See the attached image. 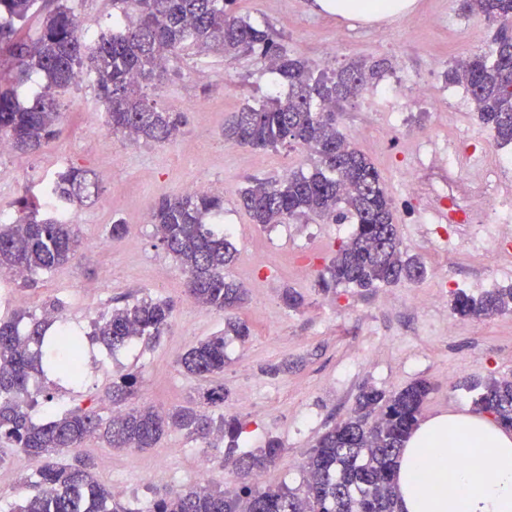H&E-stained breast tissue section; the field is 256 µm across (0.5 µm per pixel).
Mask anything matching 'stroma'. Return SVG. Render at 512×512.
Returning <instances> with one entry per match:
<instances>
[{
    "label": "stroma",
    "mask_w": 512,
    "mask_h": 512,
    "mask_svg": "<svg viewBox=\"0 0 512 512\" xmlns=\"http://www.w3.org/2000/svg\"><path fill=\"white\" fill-rule=\"evenodd\" d=\"M237 6L253 24L277 30L283 47L314 70L358 59L392 61L391 73L376 89L345 104L341 129L385 179L402 248L423 259L424 279L369 291L341 286L329 295L319 292L318 276L347 240L351 224L301 219L263 227L251 223L237 204L239 189L251 178L312 171L309 152L254 150L224 139L232 112L277 88L276 75L252 56L188 50L170 58L165 80L154 91L162 107L185 117L173 142L133 144L113 135L105 121L89 122L100 105L92 84L85 83L60 94L57 137L34 153L0 155V211L14 212L21 199L42 202L45 186L65 164L91 170L102 188L101 199L68 210L83 241L75 259L31 288L0 278V316H11L18 297L33 313L57 301L65 325L85 338L90 366L80 382L52 374L31 377V385L52 396L33 408L35 421L76 408L110 418L113 405L106 392L128 372L142 379L134 403L166 410L197 400L206 383L187 376L178 359L223 329L224 315L186 296L182 268L143 216L152 201L183 194L188 181L205 180L210 192L224 199L221 221L237 248L225 273L247 291L240 315L251 329L247 340L225 339L224 372L216 377L224 385L223 413L244 425L241 452L271 437L281 442V457L263 471L264 486L296 487L303 482L299 462L329 425L349 414L361 387L392 392L428 380L434 389L421 412L427 420L472 412L473 395L461 390V382L512 376V313L463 321L450 310L456 291L478 295L489 286H512L507 273L512 263L500 256L501 241L489 235L480 255L462 239L443 246L440 238L448 227L438 220L434 199L409 193L403 181L405 167L421 158L424 133L431 134V149L439 154L463 131L489 140L493 161L512 154V146L492 143L469 95L444 79L449 62L477 52L493 34L482 15L459 12L454 0H415L407 14L372 24L321 13L314 0H238ZM425 79L431 84L426 102L417 96ZM390 106L402 109L392 136L385 129ZM116 219L128 226L120 239L109 235ZM286 288L303 295L301 307L283 304ZM144 295L174 305L170 326L155 347L138 344L110 353L91 339L92 322L102 312ZM418 295L433 296L435 302L416 309ZM283 363L287 371L269 374V367ZM83 452L93 460L100 483L111 484L116 476L124 481V498L139 512L156 496L194 485L201 455L209 460L212 487L237 486L224 468V444L180 432L142 451L113 450L90 438Z\"/></svg>",
    "instance_id": "obj_1"
}]
</instances>
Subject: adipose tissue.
<instances>
[{
    "mask_svg": "<svg viewBox=\"0 0 512 512\" xmlns=\"http://www.w3.org/2000/svg\"><path fill=\"white\" fill-rule=\"evenodd\" d=\"M319 10L377 21L409 12L413 0H316ZM465 467H449V455ZM429 467L430 477L417 472ZM397 484L404 512H512V431L474 414L433 417L405 443Z\"/></svg>",
    "mask_w": 512,
    "mask_h": 512,
    "instance_id": "ef3b65f1",
    "label": "adipose tissue"
}]
</instances>
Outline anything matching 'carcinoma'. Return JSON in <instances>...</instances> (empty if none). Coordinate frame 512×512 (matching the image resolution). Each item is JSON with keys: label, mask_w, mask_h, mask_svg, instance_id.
Instances as JSON below:
<instances>
[{"label": "carcinoma", "mask_w": 512, "mask_h": 512, "mask_svg": "<svg viewBox=\"0 0 512 512\" xmlns=\"http://www.w3.org/2000/svg\"><path fill=\"white\" fill-rule=\"evenodd\" d=\"M235 2L112 0V32L90 44L67 0H0V58L12 63L11 73H0V136L16 151L39 150L60 132L56 92L73 85L75 74L84 70L94 77L95 96L112 133L166 144L178 135L184 116L159 107L145 89L162 82L167 59L186 48L198 53L257 51L288 93L241 107L224 125V138L262 150L301 146L318 156V164L309 175L299 171L281 180L250 182L238 193L239 206L263 226L300 218L353 220L349 238L319 275L317 286L324 293L339 286L370 289L421 280L425 265L401 250L392 199L379 170L338 129L341 104L379 85L392 66L384 60L351 61L316 73L288 55L275 32L234 15ZM459 4L462 12L480 13L497 29L484 50L461 66L453 65L445 77L464 85L494 140L512 144V31L505 25L512 20V0ZM38 8L45 10L40 31L22 34V22ZM32 73L43 78V91L22 102L16 84ZM100 192L91 171L68 167L45 191L49 213H40L33 202L19 201L13 221L0 223V275L20 272L29 284L68 263L80 241L60 212ZM223 210L224 199L206 192L165 197L149 209L159 243L187 274L188 296L202 308L226 314L224 331L199 341L180 360L188 376L202 380L224 373V337L244 340L251 335L247 321L236 315L246 294L224 277V266L236 249L223 233L210 228ZM451 310L464 320L512 312V287L478 296L460 291L451 300ZM59 311L54 302L39 316L19 309L0 318V440L36 466V480L25 483L23 504L12 512H140L96 479L92 462L79 447L97 435L110 448L142 450L172 431L193 439L220 434L227 448L224 466L244 483L233 493L208 486L172 490L154 498L147 512H401L396 473L404 443L433 391L428 380L395 392L361 388L350 415L320 435L307 453L302 468L308 479L294 488H264L253 476L281 455L279 440L270 438L258 452L236 455L243 425L234 416H215L191 404L167 412L123 409L138 386L132 374L112 383L110 396L118 411L107 420L74 409L57 412L45 423L33 422L34 394L43 390L30 391L31 373L51 371L72 382L84 374L82 337L67 330L46 337L54 324L48 315ZM172 313L167 300L137 298L101 314L92 336L112 350L140 339L149 342L164 334ZM47 342L58 352L48 361L43 358ZM478 389L475 412L511 430L512 377L491 378ZM45 399L52 396L47 393Z\"/></svg>", "instance_id": "cac0c4a2"}]
</instances>
